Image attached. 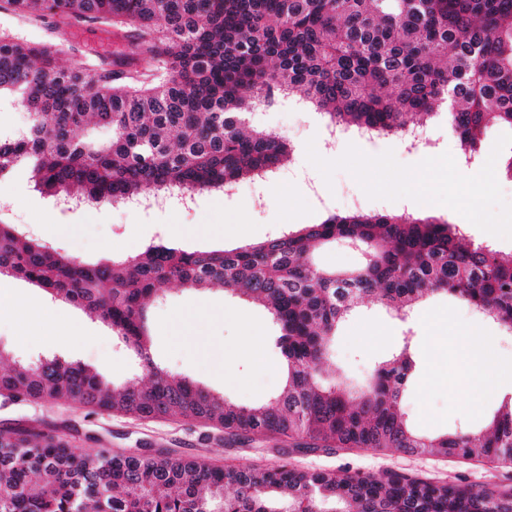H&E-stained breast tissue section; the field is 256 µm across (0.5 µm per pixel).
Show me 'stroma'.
Wrapping results in <instances>:
<instances>
[{
    "label": "stroma",
    "instance_id": "1",
    "mask_svg": "<svg viewBox=\"0 0 512 512\" xmlns=\"http://www.w3.org/2000/svg\"><path fill=\"white\" fill-rule=\"evenodd\" d=\"M56 23V16L21 15L0 0V34L30 43L64 42L66 51L57 56L58 65L87 61L107 69L121 58L124 42L99 25L82 22L60 29ZM323 119L321 113L300 110L288 96L273 107L252 112L250 128L276 132L292 144L286 170L272 184L245 180L232 194H200L189 209L141 210L93 203L64 211L54 197L35 186L22 164L0 175V220L84 262L136 255L152 243L185 251L228 250L324 220L325 210L316 208L308 189L301 186L310 178L333 201L334 212H349L355 201L367 212L397 211L405 205L414 214L461 225L472 242L491 240L502 254L512 253V179L500 177L489 166L459 169L454 162L458 142L445 114L427 121L435 149L426 156L405 153L394 138L365 142L350 135L332 155H323ZM51 212L58 223L49 227L45 217ZM231 222L247 228L248 239L225 236L224 226ZM164 292V298L149 306L150 355L158 366L240 405L265 403L279 393L283 377L273 342L277 331L262 306L228 289L197 292L170 283ZM18 296L37 306L38 314L18 318L12 310ZM56 309L71 313L75 307L24 280L0 278V347L23 361L56 356L81 363L117 385L148 383L149 372L97 318L84 319L94 338L76 336L68 347L55 346L48 325ZM257 331L266 342L254 359L246 354L245 343ZM406 336L412 340L415 368L405 385L403 408L418 430L439 434L463 426L476 428L500 407L499 387L512 385V333L450 296L428 297L405 315L365 300L338 328L326 370L349 385H361L398 351ZM468 336L484 341L503 368L475 388L464 383L467 363L458 351L460 341ZM6 422L70 435L72 450L80 456L107 449L145 455L169 451L218 466L265 468L287 460L314 471L376 477L397 473L512 494V465L439 454L407 455L390 448L310 450L300 440L231 436L199 421L143 419L63 402L0 399V424Z\"/></svg>",
    "mask_w": 512,
    "mask_h": 512
}]
</instances>
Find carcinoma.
Instances as JSON below:
<instances>
[{
  "label": "carcinoma",
  "mask_w": 512,
  "mask_h": 512,
  "mask_svg": "<svg viewBox=\"0 0 512 512\" xmlns=\"http://www.w3.org/2000/svg\"><path fill=\"white\" fill-rule=\"evenodd\" d=\"M13 10L98 22L132 37L129 57L152 80L122 70L53 65L59 50L0 38V97L29 115L0 135V175L21 163L42 189L92 203L145 192H224L272 179L292 155L245 116L294 90L334 125L401 137L415 117L448 106L461 161L480 163L487 131L512 130V0H7ZM112 129L106 143L78 128ZM343 242L365 262H315ZM0 275L23 279L105 322L153 375L114 385L59 358L32 363L0 349V396L65 401L144 418L200 419L230 435L308 439L324 447L395 448L507 461L512 400L479 430L418 432L403 411L414 368L409 342L353 389L325 375L336 328L367 297L407 313L451 295L512 332V255L474 244L458 224L411 213L331 214L232 250L151 245L132 258L87 264L0 222ZM227 287L261 302L277 328L286 381L270 403L240 406L149 356L146 311L159 287ZM0 512H512L493 490L389 474L223 467L166 452H72L62 435L0 431Z\"/></svg>",
  "instance_id": "obj_1"
}]
</instances>
